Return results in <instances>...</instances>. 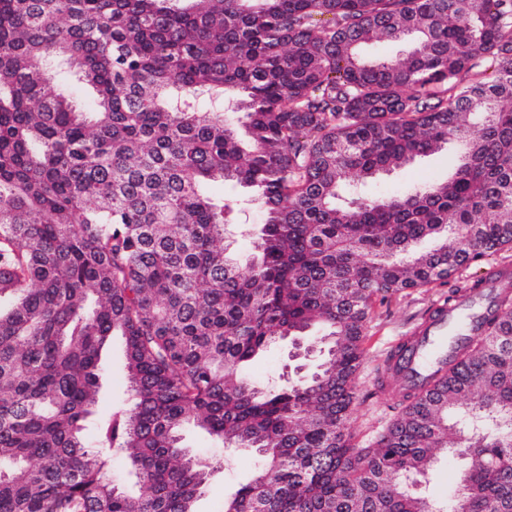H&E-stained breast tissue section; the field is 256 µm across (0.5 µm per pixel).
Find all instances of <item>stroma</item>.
<instances>
[{"mask_svg": "<svg viewBox=\"0 0 512 512\" xmlns=\"http://www.w3.org/2000/svg\"><path fill=\"white\" fill-rule=\"evenodd\" d=\"M454 157L453 148L442 149L391 175L360 184L359 189L362 195L374 197L400 192L423 182L446 179ZM502 261L512 263V248H503L485 263L459 268L449 283L407 289L374 305L365 330L363 361L355 379L357 400L349 420L354 443L360 446L368 444L386 428L393 415L389 399L376 391V378L384 366L390 344L431 302L446 295L450 286L472 284L484 278L490 266ZM101 364L102 387L97 411L105 415L111 411L113 404L126 397L119 341H112L103 352ZM288 372V346L281 342L273 344L264 355L252 360L245 369L246 376L259 385L287 379ZM183 444L221 462V469L214 473L204 495L197 503L198 512H221L225 494L254 474L258 464L254 451L249 448L222 447L207 435L191 428L184 430Z\"/></svg>", "mask_w": 512, "mask_h": 512, "instance_id": "stroma-1", "label": "stroma"}]
</instances>
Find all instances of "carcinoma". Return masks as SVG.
<instances>
[{
  "instance_id": "1",
  "label": "carcinoma",
  "mask_w": 512,
  "mask_h": 512,
  "mask_svg": "<svg viewBox=\"0 0 512 512\" xmlns=\"http://www.w3.org/2000/svg\"><path fill=\"white\" fill-rule=\"evenodd\" d=\"M452 142L443 182L342 196ZM218 179L266 207L245 266ZM505 246L512 0H0V512H196L217 466L187 425L258 457L222 512H512V291L368 446L348 427L373 305ZM116 336L128 397L99 416ZM277 340L291 379L258 386ZM448 446L440 505L417 486ZM50 66L59 74L58 82L52 89L62 91L75 98L86 111H93L96 106L93 92L79 82L76 75L69 72L65 65H61V63L57 61H52Z\"/></svg>"
}]
</instances>
